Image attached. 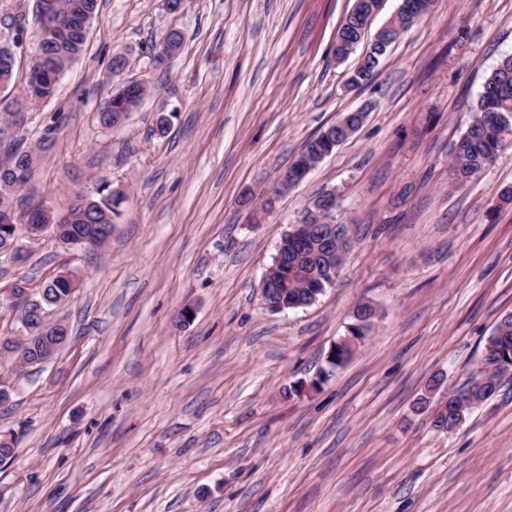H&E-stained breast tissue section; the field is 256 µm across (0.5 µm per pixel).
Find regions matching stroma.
<instances>
[{"mask_svg": "<svg viewBox=\"0 0 512 512\" xmlns=\"http://www.w3.org/2000/svg\"><path fill=\"white\" fill-rule=\"evenodd\" d=\"M34 4L0 0V33L23 26L30 51ZM353 4L100 0L84 53L24 129L34 144L60 121L17 204L63 207L101 183L125 198L105 245L47 230L20 235L23 260L0 255V291L78 277L55 311L69 325L55 358L0 359V435L17 438L0 512H512V379L450 435L413 409L432 376L462 385L512 313V144L478 179L449 176L486 78L512 54V0H435L360 88L334 55ZM172 29L183 46L157 62ZM121 78L150 91L102 127ZM359 109L360 130L252 223L251 196ZM324 191L350 228L345 262L313 304L270 311L260 284L280 237ZM365 302L380 311L372 330L318 382Z\"/></svg>", "mask_w": 512, "mask_h": 512, "instance_id": "35a3bbf8", "label": "stroma"}]
</instances>
